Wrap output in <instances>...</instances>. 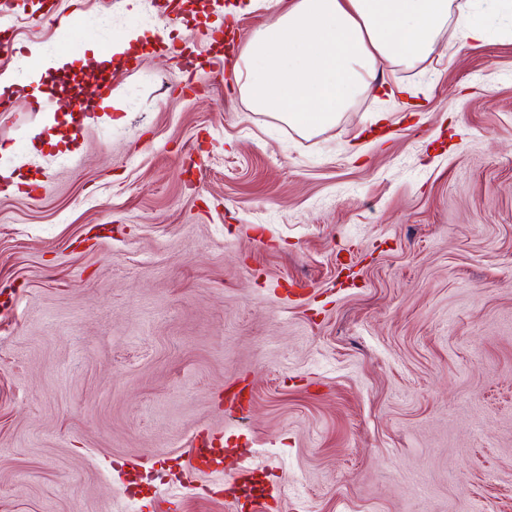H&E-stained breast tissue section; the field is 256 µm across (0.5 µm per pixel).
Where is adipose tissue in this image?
I'll return each mask as SVG.
<instances>
[{
	"mask_svg": "<svg viewBox=\"0 0 512 512\" xmlns=\"http://www.w3.org/2000/svg\"><path fill=\"white\" fill-rule=\"evenodd\" d=\"M473 0H286L232 65L251 109L305 133L335 126L385 67L412 69L442 40L485 39Z\"/></svg>",
	"mask_w": 512,
	"mask_h": 512,
	"instance_id": "1",
	"label": "adipose tissue"
}]
</instances>
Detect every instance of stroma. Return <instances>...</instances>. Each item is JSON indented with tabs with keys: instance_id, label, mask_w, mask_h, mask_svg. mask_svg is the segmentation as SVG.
Masks as SVG:
<instances>
[{
	"instance_id": "stroma-1",
	"label": "stroma",
	"mask_w": 512,
	"mask_h": 512,
	"mask_svg": "<svg viewBox=\"0 0 512 512\" xmlns=\"http://www.w3.org/2000/svg\"><path fill=\"white\" fill-rule=\"evenodd\" d=\"M0 11V512H255L246 460L265 512H512V0L311 137L237 93L220 13ZM72 71L126 110L73 135Z\"/></svg>"
}]
</instances>
